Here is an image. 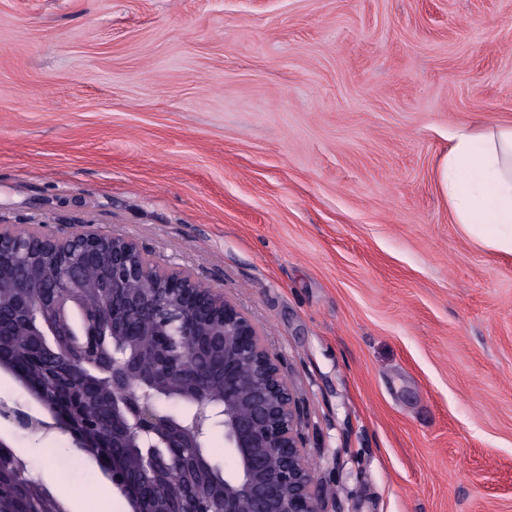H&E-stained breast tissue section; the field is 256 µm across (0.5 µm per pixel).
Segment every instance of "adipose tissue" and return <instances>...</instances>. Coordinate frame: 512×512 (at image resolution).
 <instances>
[{
  "label": "adipose tissue",
  "instance_id": "adipose-tissue-1",
  "mask_svg": "<svg viewBox=\"0 0 512 512\" xmlns=\"http://www.w3.org/2000/svg\"><path fill=\"white\" fill-rule=\"evenodd\" d=\"M437 183L468 238L512 254V125L453 134Z\"/></svg>",
  "mask_w": 512,
  "mask_h": 512
}]
</instances>
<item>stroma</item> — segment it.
<instances>
[{
	"mask_svg": "<svg viewBox=\"0 0 512 512\" xmlns=\"http://www.w3.org/2000/svg\"><path fill=\"white\" fill-rule=\"evenodd\" d=\"M512 121V0H0V224L223 289L342 512H512V255L437 189ZM11 441L131 512L70 436Z\"/></svg>",
	"mask_w": 512,
	"mask_h": 512,
	"instance_id": "1",
	"label": "stroma"
}]
</instances>
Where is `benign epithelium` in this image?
Returning a JSON list of instances; mask_svg holds the SVG:
<instances>
[{
    "instance_id": "7a95c632",
    "label": "benign epithelium",
    "mask_w": 512,
    "mask_h": 512,
    "mask_svg": "<svg viewBox=\"0 0 512 512\" xmlns=\"http://www.w3.org/2000/svg\"><path fill=\"white\" fill-rule=\"evenodd\" d=\"M66 249L80 256L61 267L58 281L14 269L10 287L28 309L42 302L50 288L86 287L82 261L98 260L105 275L104 292L122 301L112 311V331L106 321L86 317L81 299L66 316L26 319L31 336H73L56 346L53 354L69 357L78 367L102 364L107 376L98 383L99 396L112 407V430L87 422L74 438L80 447L98 448L95 460L128 500L132 512H144L146 492L126 473V462L109 455L112 447L127 449L145 473L159 474L178 467L189 456L200 468L213 467L205 448L210 430H224V447L234 467L219 483L217 507L200 512H325V489L315 477L303 446L302 415L292 385L281 365L265 346L253 322L227 299L224 290L200 284L190 273L155 266L140 247L126 238L85 230L58 238L39 232L0 227V254L27 252L35 245ZM155 322L154 335L168 340L181 336L185 346L196 348L204 336L224 358V396L209 386V367L201 360L187 367L180 357H167L163 369H145L141 345L129 339V317ZM112 336V348L102 342ZM170 396L198 410L192 424L182 416L161 412L148 401L150 395ZM33 397L61 422L64 402L43 388Z\"/></svg>"
}]
</instances>
